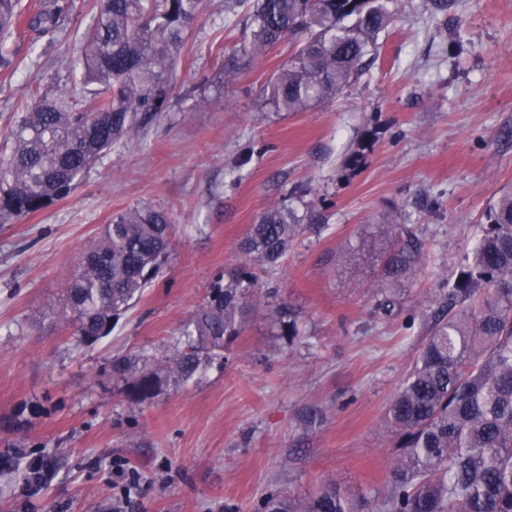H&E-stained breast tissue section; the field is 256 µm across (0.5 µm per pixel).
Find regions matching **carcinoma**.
Instances as JSON below:
<instances>
[{
	"label": "carcinoma",
	"instance_id": "cac0c4a2",
	"mask_svg": "<svg viewBox=\"0 0 512 512\" xmlns=\"http://www.w3.org/2000/svg\"><path fill=\"white\" fill-rule=\"evenodd\" d=\"M94 22L79 48L80 84L29 90L27 109L10 130L12 150L0 173V220L41 212L69 197L102 153L141 132L168 108V87L203 0H94ZM395 0H229L245 10L250 34L224 57V81L288 39L295 50L264 87L276 112H305L333 100L369 66L380 32L394 21ZM63 7L25 11L0 0V68L13 62L8 40L24 25L39 35L60 30ZM471 259L448 285L446 307L387 409L400 449L390 463L379 512H512V191L486 213ZM300 219L277 205L250 225L242 256L217 278L196 308L185 338L160 361L112 360L127 400L141 405L223 356L248 314L268 309L277 335L293 342L296 316L269 304L259 272L288 254ZM167 211L136 204L112 216L82 251L64 307L53 317L93 345L162 274L171 241ZM379 233L391 243L377 307L394 311L406 283L427 263L425 243L396 224ZM258 512H374L367 497L342 492L333 478L310 497L282 492Z\"/></svg>",
	"mask_w": 512,
	"mask_h": 512
}]
</instances>
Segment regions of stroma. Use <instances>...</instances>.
Here are the masks:
<instances>
[{"label":"stroma","mask_w":512,"mask_h":512,"mask_svg":"<svg viewBox=\"0 0 512 512\" xmlns=\"http://www.w3.org/2000/svg\"><path fill=\"white\" fill-rule=\"evenodd\" d=\"M56 39L18 29L0 69V163L41 84L73 86L93 0H66ZM377 53L335 100L269 112L283 43L215 92L242 40L204 0L169 94L138 138L104 153L68 198L0 222V512H256L270 492L309 496L326 477L378 499L398 450L386 411L417 359L486 207L512 190V0H397ZM138 203L170 212L166 268L86 346L53 319L83 248ZM299 233L263 280L299 312L277 336L253 314L188 382L135 406L112 359L160 360L271 205ZM383 224L419 236L429 263L393 315L376 307ZM60 457L27 485L17 462Z\"/></svg>","instance_id":"35a3bbf8"}]
</instances>
